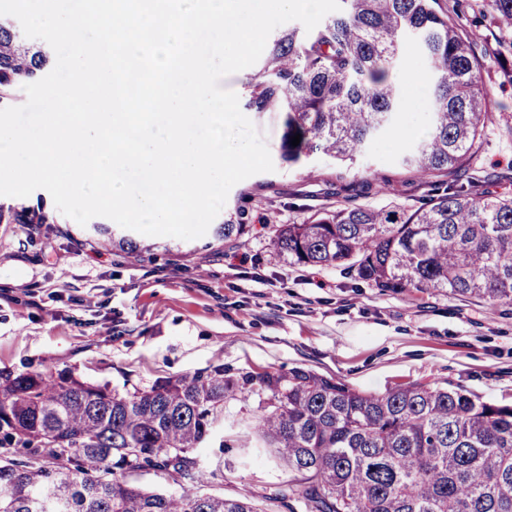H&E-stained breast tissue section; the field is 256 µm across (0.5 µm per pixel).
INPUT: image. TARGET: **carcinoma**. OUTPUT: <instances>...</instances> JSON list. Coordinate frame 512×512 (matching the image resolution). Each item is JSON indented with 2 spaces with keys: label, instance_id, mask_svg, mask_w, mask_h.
Returning <instances> with one entry per match:
<instances>
[{
  "label": "carcinoma",
  "instance_id": "1",
  "mask_svg": "<svg viewBox=\"0 0 512 512\" xmlns=\"http://www.w3.org/2000/svg\"><path fill=\"white\" fill-rule=\"evenodd\" d=\"M342 9L311 33L297 28L267 43L246 106L285 114L279 145L292 167L322 154L336 182L390 125L401 102L392 73L404 43L427 63L432 112L427 134L399 157L409 175L438 177L442 193L417 209L338 207L284 224L279 255L335 264L384 292L446 289L490 305L512 303V194L473 159L487 122L479 57L437 0H340ZM512 29V0H490ZM50 52L0 16V108L44 77ZM300 143L291 145V137ZM1 224H59L39 200L0 204ZM247 225H218L220 240ZM258 385L270 394L261 432L303 485L288 486L305 512H512V405L462 388L413 384L359 391L295 367L235 376L217 364L166 377L126 396L72 376L0 373V512H263L256 497L198 491L167 496L129 485L127 472L173 471L205 483L194 458L220 423L224 397Z\"/></svg>",
  "mask_w": 512,
  "mask_h": 512
}]
</instances>
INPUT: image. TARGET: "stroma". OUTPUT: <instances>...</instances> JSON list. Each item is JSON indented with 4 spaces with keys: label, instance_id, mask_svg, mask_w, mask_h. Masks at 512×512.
<instances>
[{
    "label": "stroma",
    "instance_id": "stroma-1",
    "mask_svg": "<svg viewBox=\"0 0 512 512\" xmlns=\"http://www.w3.org/2000/svg\"><path fill=\"white\" fill-rule=\"evenodd\" d=\"M479 52L493 117L474 165L500 172L512 193V31L497 28L486 0H438ZM426 61L407 43L395 73L403 97L394 129L352 170L354 188L333 195L334 164L253 175L229 192L221 222L249 231L225 242L139 235L132 256L102 243L90 226L0 224V370L70 372L123 392L215 364L259 375L303 367L373 393L445 383L512 402V304L489 306L448 292H383L333 265L305 266L273 254L274 226L296 224L352 200L415 209L436 195L431 179L402 174L398 156L427 130L428 86L414 88ZM269 395L228 393L224 418L191 452L207 493L269 494L299 484L258 439Z\"/></svg>",
    "mask_w": 512,
    "mask_h": 512
}]
</instances>
